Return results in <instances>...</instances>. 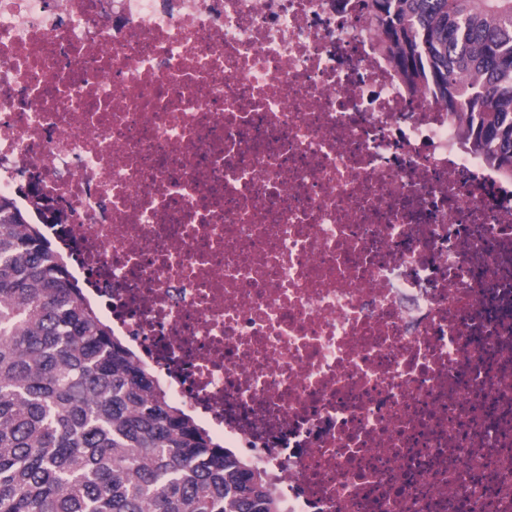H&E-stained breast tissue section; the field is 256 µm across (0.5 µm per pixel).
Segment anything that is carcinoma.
Here are the masks:
<instances>
[{
    "instance_id": "obj_1",
    "label": "carcinoma",
    "mask_w": 512,
    "mask_h": 512,
    "mask_svg": "<svg viewBox=\"0 0 512 512\" xmlns=\"http://www.w3.org/2000/svg\"><path fill=\"white\" fill-rule=\"evenodd\" d=\"M408 95L426 88L512 177V0H362ZM0 512H284L112 336L26 214L0 201Z\"/></svg>"
}]
</instances>
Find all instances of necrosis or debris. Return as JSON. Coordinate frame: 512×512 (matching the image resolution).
<instances>
[{
  "label": "necrosis or debris",
  "mask_w": 512,
  "mask_h": 512,
  "mask_svg": "<svg viewBox=\"0 0 512 512\" xmlns=\"http://www.w3.org/2000/svg\"><path fill=\"white\" fill-rule=\"evenodd\" d=\"M360 0H0V198L288 512H512V183Z\"/></svg>",
  "instance_id": "obj_1"
}]
</instances>
